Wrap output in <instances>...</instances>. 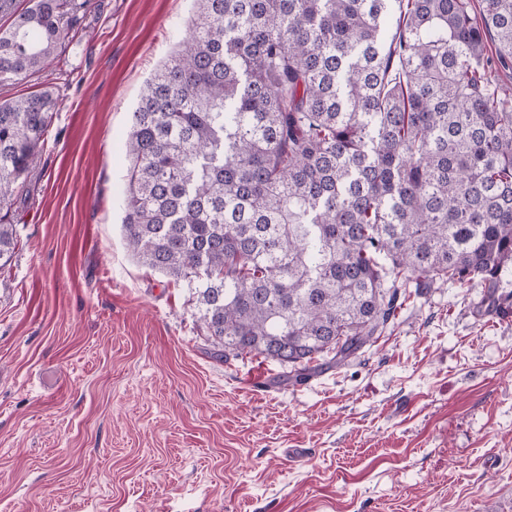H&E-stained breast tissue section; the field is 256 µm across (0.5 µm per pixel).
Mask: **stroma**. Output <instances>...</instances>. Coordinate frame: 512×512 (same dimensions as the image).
Instances as JSON below:
<instances>
[{
  "label": "stroma",
  "instance_id": "obj_1",
  "mask_svg": "<svg viewBox=\"0 0 512 512\" xmlns=\"http://www.w3.org/2000/svg\"><path fill=\"white\" fill-rule=\"evenodd\" d=\"M193 11L90 0L0 87L61 102L7 207L0 512H512V318L474 313L480 288L407 289L373 346L300 384L216 358L186 284L133 256L132 112Z\"/></svg>",
  "mask_w": 512,
  "mask_h": 512
}]
</instances>
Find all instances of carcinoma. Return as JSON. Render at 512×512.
Masks as SVG:
<instances>
[{
    "instance_id": "cac0c4a2",
    "label": "carcinoma",
    "mask_w": 512,
    "mask_h": 512,
    "mask_svg": "<svg viewBox=\"0 0 512 512\" xmlns=\"http://www.w3.org/2000/svg\"><path fill=\"white\" fill-rule=\"evenodd\" d=\"M127 139L124 230L187 283L217 355L296 382L394 324L400 289L512 282V0H194ZM89 0H0V87L59 54ZM496 58L487 55V37ZM58 98L0 99V204L23 194ZM15 248L0 216V259Z\"/></svg>"
}]
</instances>
